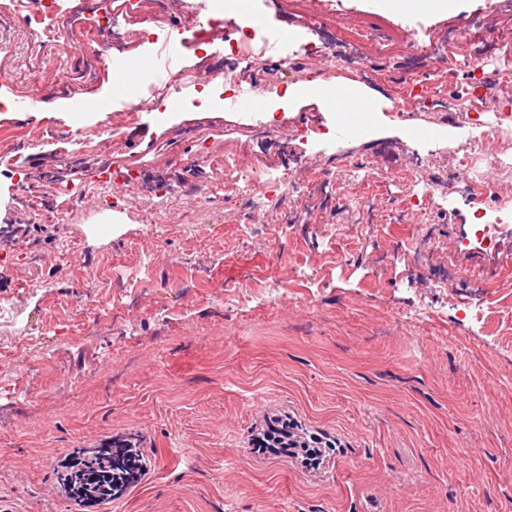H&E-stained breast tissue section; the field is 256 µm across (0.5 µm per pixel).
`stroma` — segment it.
<instances>
[{
	"mask_svg": "<svg viewBox=\"0 0 512 512\" xmlns=\"http://www.w3.org/2000/svg\"><path fill=\"white\" fill-rule=\"evenodd\" d=\"M0 0V502L11 512H512V223L503 244L473 218L512 200V69L474 79L512 33V0L454 11H379L335 0L326 24L280 0H247L297 30L258 61L181 32L179 57L221 70L235 101L323 75L374 96L370 134L327 137L316 97L274 122L184 110L127 122L126 97L92 50L42 43ZM387 30L334 60L302 43ZM470 33L469 57L430 56ZM57 134L39 138L42 125ZM492 126L503 164L473 199L455 159ZM111 135L110 154L88 151ZM334 180L313 214L259 192L244 215L225 159ZM365 168L355 171L353 161ZM447 186L424 194L428 175ZM111 178L105 201L74 190ZM64 214L53 243L23 187ZM218 197H208L209 188ZM483 301L471 313L474 298ZM294 415L341 442L309 470L253 442ZM137 443L145 476L79 510L48 462L112 439Z\"/></svg>",
	"mask_w": 512,
	"mask_h": 512,
	"instance_id": "obj_1",
	"label": "stroma"
}]
</instances>
